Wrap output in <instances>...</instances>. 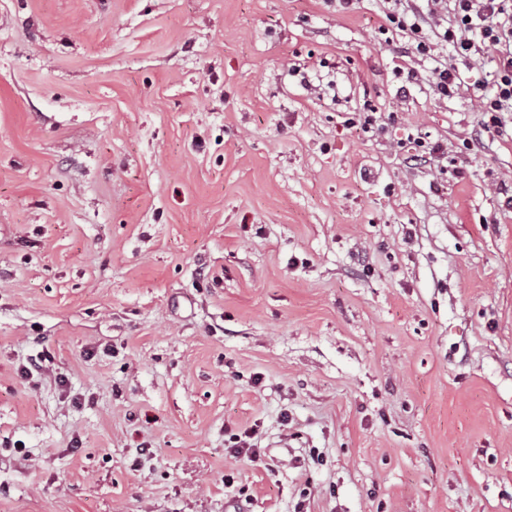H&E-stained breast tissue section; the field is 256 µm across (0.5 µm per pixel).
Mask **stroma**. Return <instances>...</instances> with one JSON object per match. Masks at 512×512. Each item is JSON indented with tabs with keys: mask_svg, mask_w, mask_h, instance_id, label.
Here are the masks:
<instances>
[{
	"mask_svg": "<svg viewBox=\"0 0 512 512\" xmlns=\"http://www.w3.org/2000/svg\"><path fill=\"white\" fill-rule=\"evenodd\" d=\"M380 6L0 0V512H512V136ZM351 116L346 119V123L352 126H360L365 133H373L378 135L386 130V124L383 117L378 115V110L369 105L364 104L363 108L357 112L347 113ZM416 154L413 156V161L429 163L439 168L440 171H444L445 167L442 165L444 159H448V153H446L439 145H432L431 143L425 142L422 138H418L415 141Z\"/></svg>",
	"mask_w": 512,
	"mask_h": 512,
	"instance_id": "stroma-1",
	"label": "stroma"
}]
</instances>
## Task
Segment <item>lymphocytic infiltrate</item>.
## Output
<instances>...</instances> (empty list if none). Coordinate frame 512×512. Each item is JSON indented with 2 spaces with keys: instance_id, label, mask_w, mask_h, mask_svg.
<instances>
[{
  "instance_id": "lymphocytic-infiltrate-1",
  "label": "lymphocytic infiltrate",
  "mask_w": 512,
  "mask_h": 512,
  "mask_svg": "<svg viewBox=\"0 0 512 512\" xmlns=\"http://www.w3.org/2000/svg\"><path fill=\"white\" fill-rule=\"evenodd\" d=\"M381 31L403 32L410 52L432 57L431 89L439 98L463 93L465 68L492 60L493 91L481 97V128L502 129L512 112V0H384ZM451 55L434 54L436 45Z\"/></svg>"
}]
</instances>
